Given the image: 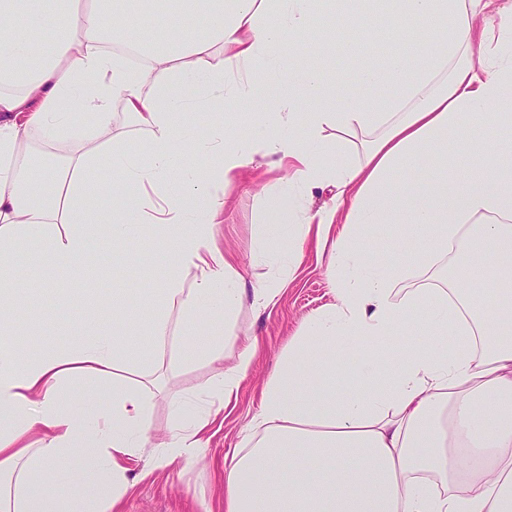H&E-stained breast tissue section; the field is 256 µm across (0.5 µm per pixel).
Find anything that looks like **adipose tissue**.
Listing matches in <instances>:
<instances>
[{
	"label": "adipose tissue",
	"instance_id": "obj_1",
	"mask_svg": "<svg viewBox=\"0 0 512 512\" xmlns=\"http://www.w3.org/2000/svg\"><path fill=\"white\" fill-rule=\"evenodd\" d=\"M363 2L345 0L339 23L325 0H0V512H118L128 463L150 441L152 405L120 368L151 362L148 337L183 362L222 364L239 344L226 333L239 309L275 305L278 289L248 286L215 235L227 207L220 185L242 181L261 152L288 170L263 185L274 209L287 184L332 191L333 205L288 236L300 245L341 224L327 266L342 284L265 384L224 472V512H512V166L468 163L478 129H491L494 155L512 152V6L478 28L484 0H394L387 25L402 41L420 36L415 59L396 51L368 64L353 90L328 85L318 68L294 72L286 44L316 29L343 57L375 50ZM161 14L182 21L164 41L153 34ZM283 81L287 90L269 98ZM384 86L397 95L378 97ZM197 99L248 113L252 135L232 138L218 124L195 139ZM118 107L149 132L141 151L113 137ZM299 121L300 139L291 134ZM35 132L50 149L72 142L62 168L29 159ZM357 132L370 137L361 158L321 163ZM430 150L453 154L457 189L452 201L409 210L420 259L432 265L466 244L456 275L496 280L487 298L451 288L395 304L403 268L380 267L358 246L366 226L388 223L403 202L390 174ZM197 151L212 156L208 170L188 162ZM103 166L111 178L90 179ZM46 180L58 188L49 200ZM90 195L121 201L111 243L155 221L172 256L159 305L144 332L95 335L87 318L72 351L29 355L13 340L11 262L44 252L59 269L91 262L88 227L100 216L83 203ZM395 329L403 348L377 347ZM359 336L373 346L355 349ZM75 380L111 381V414L64 410L61 388ZM216 413L181 409L156 469L193 464ZM78 452L82 479L65 466Z\"/></svg>",
	"mask_w": 512,
	"mask_h": 512
}]
</instances>
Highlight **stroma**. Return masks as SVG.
<instances>
[{"label": "stroma", "mask_w": 512, "mask_h": 512, "mask_svg": "<svg viewBox=\"0 0 512 512\" xmlns=\"http://www.w3.org/2000/svg\"><path fill=\"white\" fill-rule=\"evenodd\" d=\"M445 159L430 158L424 168H403L390 175V182L400 189L413 191L418 198L430 199L437 184L436 174L444 170ZM231 204L224 212L218 245L231 255L248 282L263 285L280 282L281 292L276 305L256 311L243 305L232 327L234 334L256 338L259 346L250 370L243 378L236 398L209 424L210 441L200 458L191 465H173L164 470L146 472L145 461L150 449L132 463L130 476L134 485L122 502V512H224V460L231 457L258 409L260 392L272 376L276 365L298 334L304 320L331 302L330 290L336 276L329 271L326 259L315 243L305 245L290 275H282L271 264L256 260L258 244H266L270 252L284 253L290 248L289 215H276L269 206L260 183L245 180L230 188ZM104 224L93 225L96 242L105 253V270L81 266L65 272L53 267L34 270L19 264L15 279L39 295L42 306L30 311L19 304V324H35L32 334L23 336L22 344L31 354L44 351L71 350L77 338L66 320L73 313L92 318L98 331L109 333L119 323L111 309L99 306V295L113 287L125 288L132 307H140L143 289L164 285V273L170 251L157 238L153 225H144L139 236L124 245L107 243ZM410 236V227L403 219L390 224H374L363 234L362 244L369 257L385 267L402 264L408 268L407 278L398 293L415 288L445 287L447 259L427 267L409 260L405 253L393 251L395 239ZM214 366L204 362L185 364L171 357L155 359L148 368L138 370V379L154 378L149 388L153 408L150 414L154 441H162L172 421L175 408L186 400L204 405L215 398L212 389Z\"/></svg>", "instance_id": "obj_1"}]
</instances>
